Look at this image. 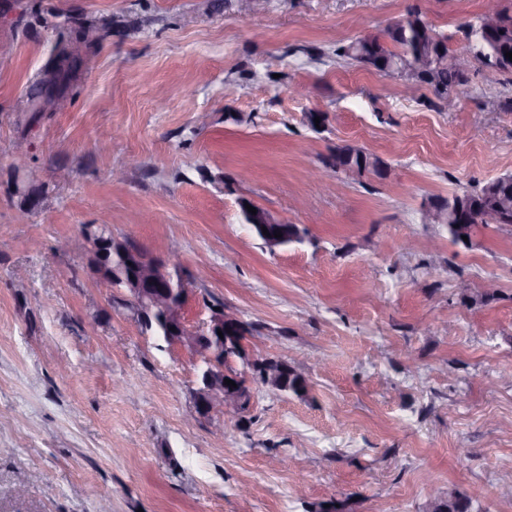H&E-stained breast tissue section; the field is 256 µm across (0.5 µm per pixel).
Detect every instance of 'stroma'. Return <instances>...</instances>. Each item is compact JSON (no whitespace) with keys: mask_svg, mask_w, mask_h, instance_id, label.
<instances>
[{"mask_svg":"<svg viewBox=\"0 0 512 512\" xmlns=\"http://www.w3.org/2000/svg\"><path fill=\"white\" fill-rule=\"evenodd\" d=\"M483 8L0 0V512H422L452 489L471 512H512V225L465 247L423 220L512 173V76L474 65L449 111L334 53L415 9L466 54ZM90 21L100 40L73 88L31 119V87ZM21 142L41 171L34 206ZM346 144L383 174L314 181ZM243 199L301 242L267 249ZM91 224L178 273L190 329L215 307L248 325L230 363L247 410L222 437L195 411L198 355L142 334L121 293H99L89 252L56 250ZM266 358L306 394L262 387L251 363Z\"/></svg>","mask_w":512,"mask_h":512,"instance_id":"35a3bbf8","label":"stroma"}]
</instances>
